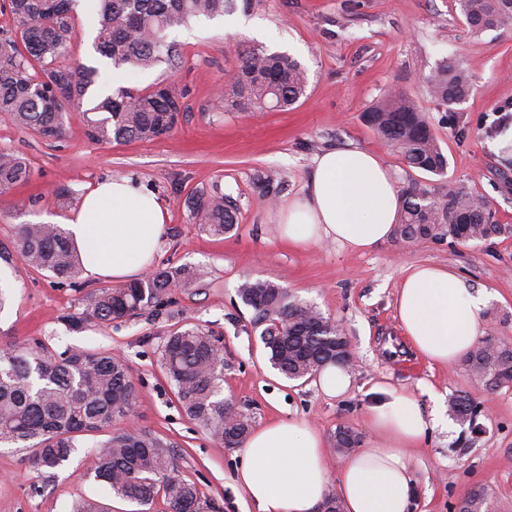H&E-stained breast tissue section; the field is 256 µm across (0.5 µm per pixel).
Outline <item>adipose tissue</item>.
<instances>
[{"label":"adipose tissue","mask_w":512,"mask_h":512,"mask_svg":"<svg viewBox=\"0 0 512 512\" xmlns=\"http://www.w3.org/2000/svg\"><path fill=\"white\" fill-rule=\"evenodd\" d=\"M401 206L389 168L373 152L328 149L316 155L300 195L283 211L280 235L307 246L330 239L354 251L384 242ZM167 209L140 183L118 177L89 187L63 218L92 279L124 282L150 271ZM486 305L482 292L441 265L405 271L396 317L429 363L447 366L476 344ZM368 444L329 469L318 431L298 419L274 420L247 438L237 482L256 512H315L337 496L344 512H408L414 448L440 425L417 398L391 392L367 410Z\"/></svg>","instance_id":"adipose-tissue-1"}]
</instances>
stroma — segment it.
I'll list each match as a JSON object with an SVG mask.
<instances>
[{
    "instance_id": "stroma-1",
    "label": "stroma",
    "mask_w": 512,
    "mask_h": 512,
    "mask_svg": "<svg viewBox=\"0 0 512 512\" xmlns=\"http://www.w3.org/2000/svg\"><path fill=\"white\" fill-rule=\"evenodd\" d=\"M94 32L78 6L70 39L71 60L98 66L100 83L119 78L132 91L169 85L187 107L177 125L158 138L98 143L87 138L81 110H70L65 133L47 141L18 129L0 115V149L23 154L32 175L0 192V284L9 301L0 310V350L39 340L49 351L108 350L131 368L140 396L128 422L172 442L180 476L195 484L201 512H254L235 483L241 448L217 442L183 412L160 364L161 347L176 326L200 325L224 346V395L252 427L273 420L303 419L328 445L330 465L340 456L331 444L336 429L368 436L366 406L388 391H409L425 412L433 395H469L481 407V434L453 421L414 449L417 471L410 512H455L460 489L483 488L492 512H512V387L496 391L473 385L464 364H429L410 345L395 317L394 299L404 271L436 264L485 291L483 333L512 344V235L464 243L430 240L398 251L388 240L357 252L323 240L298 248L279 237L277 213L301 190L315 156L328 148L377 154L391 170L398 193L414 187L431 197L460 189L484 198L495 224L512 226V154L495 148L512 126V27L473 33L455 0H261L251 10L192 22L173 30L174 61L146 71L113 69L92 48ZM251 49L290 55L305 68L307 90L287 111L227 112L217 92ZM461 64L473 89L446 106L430 93L427 79L443 60ZM402 93L427 113L430 129L448 158L444 175L410 167L381 140L361 114L387 92ZM277 177L279 189L265 199L258 179ZM140 180L168 210L156 267L191 265L204 278L170 294L169 305L111 326L73 329L88 292L105 281L75 289L49 272L11 256L14 228L66 216L87 186L117 177ZM68 197L56 201L59 188ZM223 193L236 211L224 237L201 233L187 206L199 190ZM268 279L307 301L343 331L358 363L349 393L331 397L316 381L298 383L273 369L252 324V311L237 294L246 279ZM93 437L54 474H38L29 450L0 445V512H71L81 498L111 512L134 505L94 479L98 460Z\"/></svg>"
}]
</instances>
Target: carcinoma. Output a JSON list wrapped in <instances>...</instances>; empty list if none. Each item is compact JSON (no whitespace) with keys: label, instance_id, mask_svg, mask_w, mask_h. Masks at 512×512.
I'll use <instances>...</instances> for the list:
<instances>
[{"label":"carcinoma","instance_id":"obj_1","mask_svg":"<svg viewBox=\"0 0 512 512\" xmlns=\"http://www.w3.org/2000/svg\"><path fill=\"white\" fill-rule=\"evenodd\" d=\"M79 0H5L14 33L0 38V113L19 129L44 140L58 139L68 108L84 106L96 86L95 67L69 60L74 10ZM91 23L95 51L113 66L133 70L153 67L162 56H177L167 32L200 17L222 16L236 0H93ZM466 25L476 33L512 24V0H456ZM237 77L221 95L224 111L264 110L268 99L285 111L305 95L307 75L294 59L279 53L252 50L240 57ZM472 89L469 73L444 61L435 71L431 94L450 105ZM180 114L178 98L166 86L134 95L119 89L83 111L88 136L98 142L151 140L170 132ZM363 121L407 163L442 175L448 159L417 104L390 93L362 113ZM32 174L22 155L0 150V190L24 182ZM192 212L199 229L220 237L235 226L234 213L220 193L202 192ZM512 226L493 224L487 203L464 191L429 199L412 188L405 192L395 235L402 242H453L509 235ZM13 249L29 265L57 279L78 284L82 265L59 224H20ZM202 277L190 265L158 268L120 288H103L86 296L82 316L66 322L110 324L161 307L172 289ZM242 302L253 311L269 362L291 380L306 381L336 362L340 328L315 306L292 297L270 280L247 279L238 287ZM469 374L491 389L512 386V345L495 347L482 339L466 356ZM161 366L176 389L183 411L216 440L231 436L243 442L250 433L247 418L231 409L223 397L224 365L218 363L215 341L199 326L170 332L161 351ZM138 392L127 362L110 352L65 351L57 356L44 348L16 343L0 353V445L26 444L33 468L49 472L67 462L78 438L95 435L118 418L132 414ZM450 414L479 429L478 406L466 396L448 398ZM351 429H337L339 452L360 447ZM98 467L94 479L118 498L139 506L163 495L167 512H198L196 487L177 474L173 445L140 427L126 430L95 445ZM457 512H490L485 493L466 490Z\"/></svg>","mask_w":512,"mask_h":512}]
</instances>
